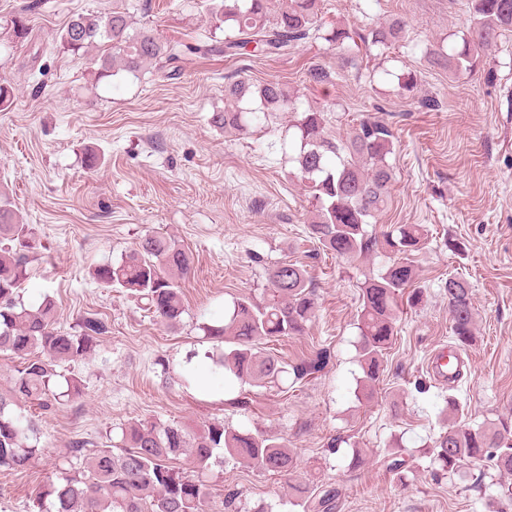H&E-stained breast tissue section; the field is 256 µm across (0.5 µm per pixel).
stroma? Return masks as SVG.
<instances>
[{
	"label": "stroma",
	"mask_w": 512,
	"mask_h": 512,
	"mask_svg": "<svg viewBox=\"0 0 512 512\" xmlns=\"http://www.w3.org/2000/svg\"><path fill=\"white\" fill-rule=\"evenodd\" d=\"M117 7L163 41L223 36L210 25L208 0H0V78L13 90L0 112V193L38 241L23 299L50 296L65 329L85 317L107 326L87 359L68 365L83 394L43 422L42 455L22 470L0 471V512H31V491L54 475L72 441H99L145 417L190 426L221 421L283 440L297 457L296 479L334 483L340 512H512L501 496L512 476L492 462L445 473L425 454L444 424L448 395L458 397L473 427L512 420V36L498 40L477 72L454 76L430 66L423 52L455 44L468 0H323L327 23L360 28L399 16L408 22L406 39L358 68H340L337 51L305 40L278 57L192 55L171 79L148 69L101 80L98 49L74 55L56 37L73 14ZM22 12L32 33L20 43L9 21ZM318 64L334 71L332 82L309 83ZM406 72L416 74L417 92L400 87ZM237 79L285 84L301 107L327 110L341 137L366 114L394 131L388 206L369 230L425 225L427 244L414 257L424 296L400 304L373 397L357 393L355 320L360 283L389 256L313 257L287 114L246 134L210 122L224 108L225 83ZM419 96L437 99L438 109L417 107ZM88 149L101 156L97 171L83 164ZM149 233L174 238L193 258L181 282L186 311L174 330L91 276ZM452 240L461 253L449 250ZM284 260L305 265L317 309L304 335L275 348L291 365L320 355L325 362L313 375H288L257 392L248 410L228 407L223 374L186 362L209 348L197 325L223 317L239 297L262 300L267 268ZM452 269L471 285L476 338L463 354L467 374L450 389L426 364L451 343L442 281ZM396 443L412 469L404 485L380 463ZM356 446L370 462L352 472ZM229 490L240 492L248 512H301L288 501L286 478L227 457L213 468L210 497Z\"/></svg>",
	"instance_id": "35a3bbf8"
}]
</instances>
